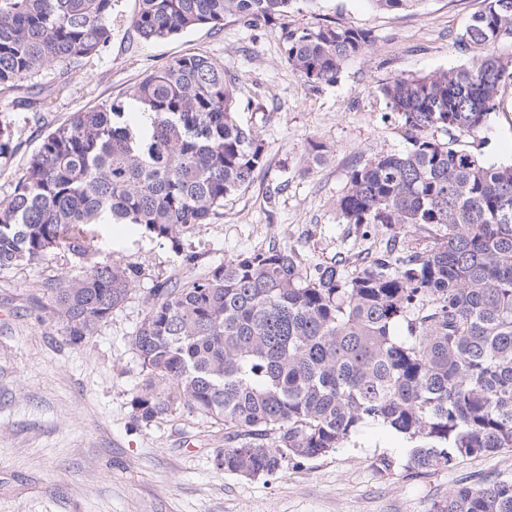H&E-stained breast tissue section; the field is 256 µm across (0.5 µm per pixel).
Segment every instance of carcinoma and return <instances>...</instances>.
I'll return each instance as SVG.
<instances>
[{"label":"carcinoma","instance_id":"obj_1","mask_svg":"<svg viewBox=\"0 0 512 512\" xmlns=\"http://www.w3.org/2000/svg\"><path fill=\"white\" fill-rule=\"evenodd\" d=\"M300 0H138L130 26L157 41L235 16L278 27L305 82L332 83L368 50V32L280 24ZM454 40L467 64L380 87L411 148L355 166L343 220L392 231L370 256L311 265L276 242L201 264L183 285L150 289L131 336L145 377L130 405L150 424L181 407L224 427L216 467L273 475L288 458L345 447L374 422L408 443L416 469L512 449V161L455 146L475 135L512 85V0H484ZM114 0H0V88L25 93L112 38ZM237 77L203 53L135 83L128 103L77 112L44 133L0 201V271L62 250L92 252L83 227L136 224L181 248L249 187L266 152L237 118ZM410 228L417 242L401 237ZM143 272L112 256L43 284L39 318L78 344L136 290ZM435 512H512V476L462 486Z\"/></svg>","mask_w":512,"mask_h":512}]
</instances>
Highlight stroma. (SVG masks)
Instances as JSON below:
<instances>
[{"label": "stroma", "instance_id": "1", "mask_svg": "<svg viewBox=\"0 0 512 512\" xmlns=\"http://www.w3.org/2000/svg\"><path fill=\"white\" fill-rule=\"evenodd\" d=\"M136 0H116L112 41L72 69L69 84L43 111L38 98L1 92L15 151L0 163V200L12 193L46 127L107 101L172 59L202 52L236 75L240 123L265 145L266 163L249 187L228 197L212 224L189 234L185 249L202 261L224 260L269 242L310 263L367 254L389 235L342 223L336 200L353 167L401 154L408 142L379 88L396 75L458 67L467 58L453 41L484 0H420L386 11L372 0H304L289 27L321 23L369 32L373 42L347 61L337 82L310 86L289 68L274 28L227 17L222 30L199 28L144 42L130 18ZM326 145L313 161L309 141ZM487 162L512 160V86L484 129L459 139ZM98 256L136 265L145 277L98 332L75 344L38 319L32 285L80 274L83 260L55 251L0 271V512H433L450 491L512 475V451L453 467L409 468L407 443L383 426L363 425L346 447L303 462L287 460L272 476L244 478L213 463L223 428L184 410L145 426L130 399L144 374L130 338L146 312L149 288L186 280L189 270L169 241L134 224H89ZM395 467L382 471L381 457Z\"/></svg>", "mask_w": 512, "mask_h": 512}]
</instances>
